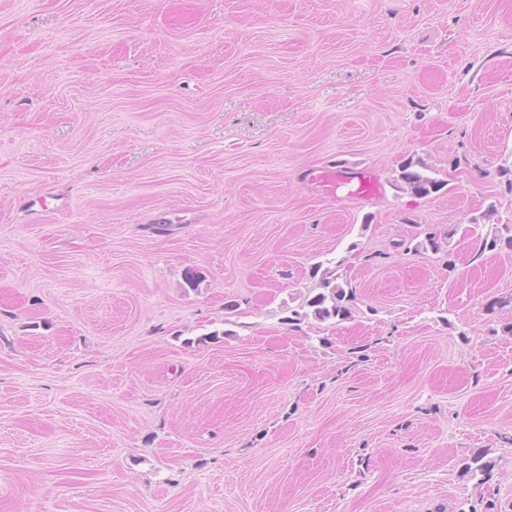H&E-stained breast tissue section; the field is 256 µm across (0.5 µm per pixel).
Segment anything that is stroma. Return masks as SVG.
Segmentation results:
<instances>
[{
  "mask_svg": "<svg viewBox=\"0 0 512 512\" xmlns=\"http://www.w3.org/2000/svg\"><path fill=\"white\" fill-rule=\"evenodd\" d=\"M501 224L512 0H0V512H512ZM415 164L407 161L400 167V181L417 197H425L432 192H437L443 183L428 174L413 169ZM342 275L337 274L336 269L326 268L321 273L318 288L321 291L313 296L308 295L303 313L294 310L296 318L288 317V322H296L301 319H310L317 322H327L330 320L348 319L351 317L349 305L354 301V291L351 283L345 279L344 284L338 282ZM348 291H346V288Z\"/></svg>",
  "mask_w": 512,
  "mask_h": 512,
  "instance_id": "35a3bbf8",
  "label": "stroma"
}]
</instances>
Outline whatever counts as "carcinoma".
I'll list each match as a JSON object with an SVG mask.
<instances>
[{"label":"carcinoma","mask_w":512,"mask_h":512,"mask_svg":"<svg viewBox=\"0 0 512 512\" xmlns=\"http://www.w3.org/2000/svg\"><path fill=\"white\" fill-rule=\"evenodd\" d=\"M399 178L417 197H425L443 186L440 180L414 169V164L410 160L400 167ZM482 246L491 250L502 247L512 250V224H505L496 230L491 240L482 241ZM317 274L320 275L319 292L308 296L305 311L302 313L293 311V316L288 318V321L311 318L322 323L351 317L350 303L354 301L351 283L347 280L342 284L339 283L341 275L337 274V270L329 267L325 269L321 263L313 268L312 275Z\"/></svg>","instance_id":"obj_1"}]
</instances>
